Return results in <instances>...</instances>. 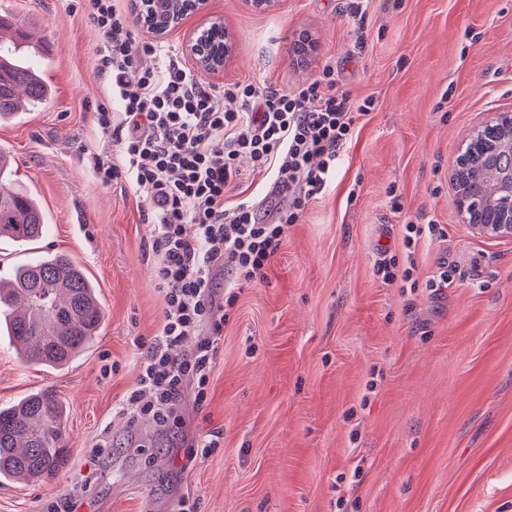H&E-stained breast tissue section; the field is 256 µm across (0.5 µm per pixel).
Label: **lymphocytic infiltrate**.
I'll return each mask as SVG.
<instances>
[{
	"mask_svg": "<svg viewBox=\"0 0 512 512\" xmlns=\"http://www.w3.org/2000/svg\"><path fill=\"white\" fill-rule=\"evenodd\" d=\"M86 16L101 35L96 72L121 103L117 112L108 103L96 107V125L116 158L95 170L103 185L127 179L142 197L164 302L160 329L119 411L133 422L165 424L187 384L205 398L226 308L238 289L267 280L289 225L330 186L374 100L356 103L339 91L329 61L318 78L289 91L251 79L206 85L180 53L137 36L122 0H86ZM156 53L161 63L143 65ZM245 157L268 189L227 201L243 186ZM226 271L235 290L223 297L215 280ZM189 339L193 348L175 354Z\"/></svg>",
	"mask_w": 512,
	"mask_h": 512,
	"instance_id": "obj_1",
	"label": "lymphocytic infiltrate"
}]
</instances>
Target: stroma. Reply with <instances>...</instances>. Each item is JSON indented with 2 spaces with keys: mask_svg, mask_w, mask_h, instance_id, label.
I'll list each match as a JSON object with an SVG mask.
<instances>
[{
  "mask_svg": "<svg viewBox=\"0 0 512 512\" xmlns=\"http://www.w3.org/2000/svg\"><path fill=\"white\" fill-rule=\"evenodd\" d=\"M28 27L52 87L48 105L0 123L13 183L34 195L48 233L0 241V277L63 252L96 285L92 345L62 369L30 365L0 335V406L53 389L67 410L65 461L46 482L0 481V512H512V238L463 224L449 167L490 113L512 111V0H374L356 31L346 0H207L164 41L184 50L222 19L234 41L215 86L253 78L291 89L326 59L340 90L374 98L326 193L290 225L264 283L244 288L218 342L204 400L187 389L179 423H129L135 386L163 317L152 226L129 181L105 186L113 147L94 109L100 36L83 0H0ZM311 46L294 51L301 34ZM364 34L363 51L354 48ZM400 195L402 210L390 207ZM441 235L403 245L404 226ZM413 287L377 276L383 255ZM448 288L429 286L440 267ZM217 446L186 461L191 438ZM109 446L88 457L100 438ZM406 234L404 236V246L411 254V248L415 249L418 240L424 234L428 237L436 236L442 233V228L434 220H428L426 224H405Z\"/></svg>",
  "mask_w": 512,
  "mask_h": 512,
  "instance_id": "obj_1",
  "label": "stroma"
}]
</instances>
